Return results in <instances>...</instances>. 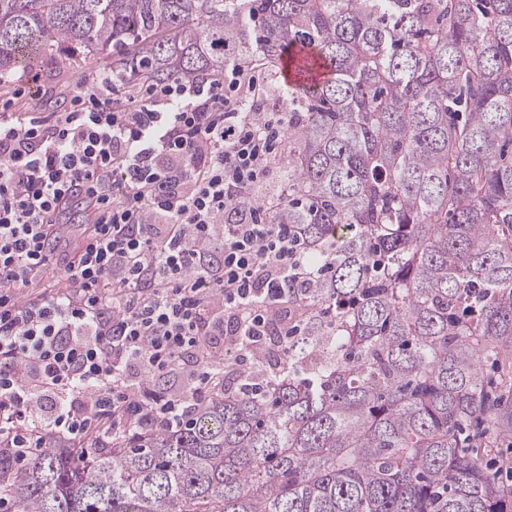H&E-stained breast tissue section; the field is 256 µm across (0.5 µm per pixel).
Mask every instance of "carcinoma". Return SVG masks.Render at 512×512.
<instances>
[{"label":"carcinoma","instance_id":"1","mask_svg":"<svg viewBox=\"0 0 512 512\" xmlns=\"http://www.w3.org/2000/svg\"><path fill=\"white\" fill-rule=\"evenodd\" d=\"M287 47L321 75L264 202L311 245L287 372L224 369L173 430L0 448L14 512H512L483 464L512 439V0H0V74L70 49L206 81Z\"/></svg>","mask_w":512,"mask_h":512}]
</instances>
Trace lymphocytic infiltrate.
I'll use <instances>...</instances> for the list:
<instances>
[{"label": "lymphocytic infiltrate", "instance_id": "f902f5d3", "mask_svg": "<svg viewBox=\"0 0 512 512\" xmlns=\"http://www.w3.org/2000/svg\"><path fill=\"white\" fill-rule=\"evenodd\" d=\"M256 82L233 64L118 107L103 71L52 117L0 112V446L176 422L226 365L287 347L309 250L254 193L288 135L287 113L252 100ZM77 199L92 221L65 251ZM49 267L76 290L20 302L15 286Z\"/></svg>", "mask_w": 512, "mask_h": 512}]
</instances>
